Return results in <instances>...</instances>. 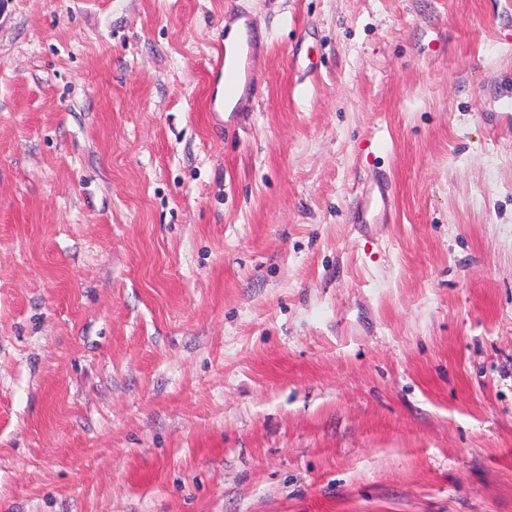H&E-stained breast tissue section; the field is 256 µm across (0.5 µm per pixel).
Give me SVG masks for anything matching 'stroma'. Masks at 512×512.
Instances as JSON below:
<instances>
[{
    "label": "stroma",
    "mask_w": 512,
    "mask_h": 512,
    "mask_svg": "<svg viewBox=\"0 0 512 512\" xmlns=\"http://www.w3.org/2000/svg\"><path fill=\"white\" fill-rule=\"evenodd\" d=\"M506 99L512 0H0V512H512ZM227 34H224L223 45L217 49L216 56L212 60V75L215 78L223 80L224 85V102H232L236 85L240 78V69L238 66V58L229 48L238 46L242 47L247 41V31L244 20H240L232 25L229 30V48L225 44ZM391 201V185L387 180L378 181L376 186L362 195L358 201L355 224H377L380 219L387 217V212L391 209Z\"/></svg>",
    "instance_id": "35a3bbf8"
}]
</instances>
